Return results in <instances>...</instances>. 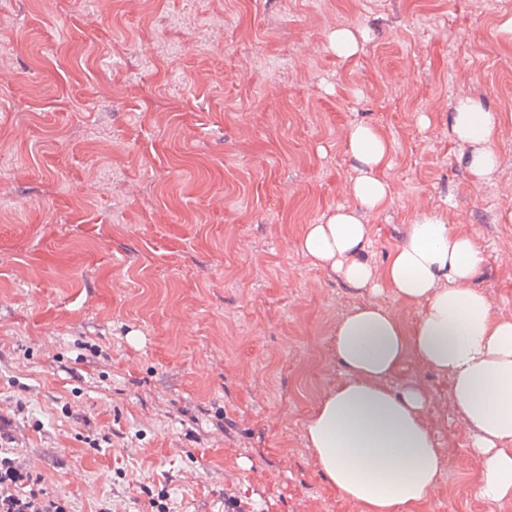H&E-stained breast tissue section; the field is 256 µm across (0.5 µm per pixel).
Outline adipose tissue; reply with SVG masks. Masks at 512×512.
I'll return each instance as SVG.
<instances>
[{
	"label": "adipose tissue",
	"mask_w": 512,
	"mask_h": 512,
	"mask_svg": "<svg viewBox=\"0 0 512 512\" xmlns=\"http://www.w3.org/2000/svg\"><path fill=\"white\" fill-rule=\"evenodd\" d=\"M499 117L481 102L460 100L449 117L452 139L469 146L466 167L475 180L496 168ZM355 175L353 202L323 223L305 225L302 255L352 288L391 289L417 307L405 326L386 307L368 302L336 324L334 355L340 383L310 412L305 440L328 484L361 512H397L436 488L442 450L426 417L427 387L391 381L408 360L447 377L455 411L470 433L478 463L477 492L512 501V317L497 314L476 280L485 249L436 214L409 224L383 266L366 261L372 238L365 213L387 207L386 171L392 144L374 125L348 134Z\"/></svg>",
	"instance_id": "adipose-tissue-1"
}]
</instances>
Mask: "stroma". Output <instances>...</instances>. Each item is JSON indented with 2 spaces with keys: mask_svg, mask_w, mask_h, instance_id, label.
<instances>
[{
  "mask_svg": "<svg viewBox=\"0 0 512 512\" xmlns=\"http://www.w3.org/2000/svg\"><path fill=\"white\" fill-rule=\"evenodd\" d=\"M511 19L512 0H0V459L66 512H359L304 423L342 377L337 320L373 297L298 240L352 204L347 133L372 123L393 193L367 260L438 214L512 316ZM462 97L501 117L484 182L451 141ZM410 379L446 455L417 512H512L475 493L447 379ZM330 41L336 47V54L350 57L355 55L359 49L358 31L351 28H337L330 36Z\"/></svg>",
  "mask_w": 512,
  "mask_h": 512,
  "instance_id": "35a3bbf8",
  "label": "stroma"
}]
</instances>
